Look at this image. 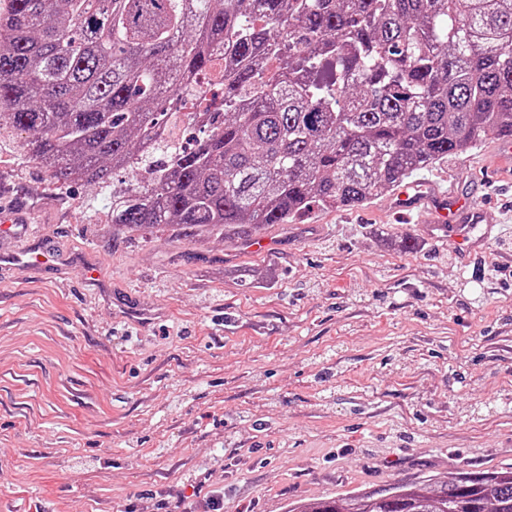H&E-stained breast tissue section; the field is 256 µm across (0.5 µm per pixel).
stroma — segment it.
<instances>
[{"instance_id":"stroma-1","label":"stroma","mask_w":512,"mask_h":512,"mask_svg":"<svg viewBox=\"0 0 512 512\" xmlns=\"http://www.w3.org/2000/svg\"><path fill=\"white\" fill-rule=\"evenodd\" d=\"M22 140L0 129V512H289L512 467L497 140L417 173L500 223L467 271L390 190L265 225L269 257L121 230L111 185L56 182Z\"/></svg>"}]
</instances>
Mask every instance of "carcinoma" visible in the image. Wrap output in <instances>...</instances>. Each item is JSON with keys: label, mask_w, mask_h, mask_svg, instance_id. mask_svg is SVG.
Returning <instances> with one entry per match:
<instances>
[{"label": "carcinoma", "mask_w": 512, "mask_h": 512, "mask_svg": "<svg viewBox=\"0 0 512 512\" xmlns=\"http://www.w3.org/2000/svg\"><path fill=\"white\" fill-rule=\"evenodd\" d=\"M219 61L216 122L170 146L165 107ZM0 126L64 184L145 170L114 225L249 237L511 140L512 0H9ZM291 512H512V467Z\"/></svg>", "instance_id": "obj_1"}]
</instances>
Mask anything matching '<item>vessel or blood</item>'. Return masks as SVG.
<instances>
[{
    "label": "vessel or blood",
    "instance_id": "obj_1",
    "mask_svg": "<svg viewBox=\"0 0 512 512\" xmlns=\"http://www.w3.org/2000/svg\"><path fill=\"white\" fill-rule=\"evenodd\" d=\"M394 205L401 211L423 213L426 237L448 246L466 269L480 263L489 243L497 236L479 202L438 192L426 183L413 181L401 185Z\"/></svg>",
    "mask_w": 512,
    "mask_h": 512
}]
</instances>
